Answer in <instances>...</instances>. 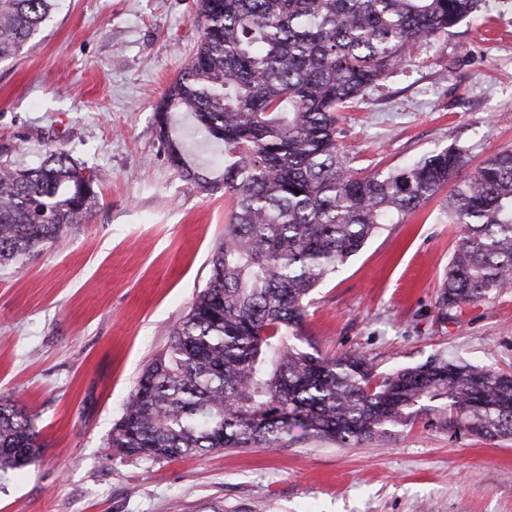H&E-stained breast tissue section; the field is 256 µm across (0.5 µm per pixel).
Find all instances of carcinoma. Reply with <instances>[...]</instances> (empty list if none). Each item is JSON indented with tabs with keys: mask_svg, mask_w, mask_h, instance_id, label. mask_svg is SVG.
Listing matches in <instances>:
<instances>
[{
	"mask_svg": "<svg viewBox=\"0 0 512 512\" xmlns=\"http://www.w3.org/2000/svg\"><path fill=\"white\" fill-rule=\"evenodd\" d=\"M58 0H0V61L18 54ZM512 0H199L195 52L159 109L171 164L224 188L229 224L210 274L169 343L143 369L110 438L156 461L224 448L276 450L299 440L342 446L386 438L421 415L467 434L512 436V376L435 357L378 373L362 352L303 348L305 301L385 224L442 189L460 239L438 305L453 309L512 288V149L466 177L455 147L386 174L352 170L336 143L351 107L424 40ZM223 146L224 174L189 164L167 113ZM98 200L93 174L52 150L39 164L0 159V267L58 242ZM33 416L0 401V469L39 457Z\"/></svg>",
	"mask_w": 512,
	"mask_h": 512,
	"instance_id": "1",
	"label": "carcinoma"
}]
</instances>
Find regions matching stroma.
I'll use <instances>...</instances> for the list:
<instances>
[{
	"label": "stroma",
	"mask_w": 512,
	"mask_h": 512,
	"mask_svg": "<svg viewBox=\"0 0 512 512\" xmlns=\"http://www.w3.org/2000/svg\"><path fill=\"white\" fill-rule=\"evenodd\" d=\"M198 0H60L0 61V151L61 148L99 199L63 241L0 268V398L25 406L43 450L0 471V512H512V437L428 425L342 448L299 441L163 461L110 446L144 365L209 275L232 203L173 167L157 109L193 54ZM336 140L385 173L450 146L468 169L512 148V12L424 40L356 107ZM437 195L387 224L311 294L303 334L325 355L363 351L378 372L440 355L512 373V288L438 307L457 245Z\"/></svg>",
	"instance_id": "35a3bbf8"
}]
</instances>
